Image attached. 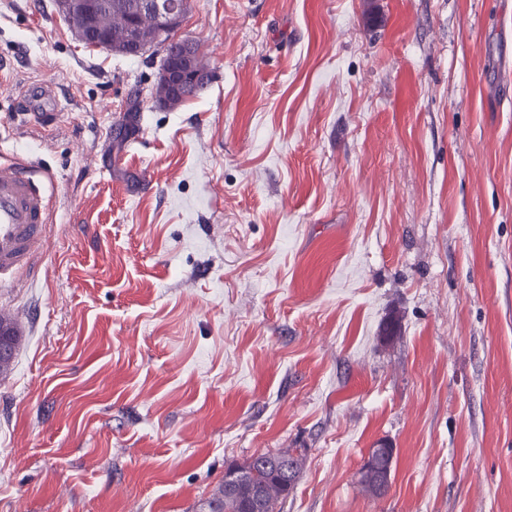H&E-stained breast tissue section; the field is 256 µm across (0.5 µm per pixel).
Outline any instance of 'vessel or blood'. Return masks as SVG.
Here are the masks:
<instances>
[{
    "label": "vessel or blood",
    "mask_w": 512,
    "mask_h": 512,
    "mask_svg": "<svg viewBox=\"0 0 512 512\" xmlns=\"http://www.w3.org/2000/svg\"><path fill=\"white\" fill-rule=\"evenodd\" d=\"M52 194L37 164L0 166V288L15 286L47 242Z\"/></svg>",
    "instance_id": "1"
}]
</instances>
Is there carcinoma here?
<instances>
[{
    "mask_svg": "<svg viewBox=\"0 0 512 512\" xmlns=\"http://www.w3.org/2000/svg\"><path fill=\"white\" fill-rule=\"evenodd\" d=\"M134 0H112V9L101 14L104 25L112 28V40L120 42L125 34L126 6ZM19 336L15 322L0 320V344L9 353L0 355V373L7 371L15 357ZM377 462L361 471L363 489L373 495L384 494L389 487L394 449L380 443ZM304 458L291 449H280L251 457L241 468L252 471L250 482L231 488L219 485L211 496L199 504V512H276L278 504L288 498L298 480Z\"/></svg>",
    "mask_w": 512,
    "mask_h": 512,
    "instance_id": "cac0c4a2",
    "label": "carcinoma"
}]
</instances>
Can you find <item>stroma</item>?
<instances>
[{"label":"stroma","mask_w":512,"mask_h":512,"mask_svg":"<svg viewBox=\"0 0 512 512\" xmlns=\"http://www.w3.org/2000/svg\"><path fill=\"white\" fill-rule=\"evenodd\" d=\"M178 35L211 82L167 110L160 47L0 0V163L56 184L0 288V512H196L282 448L281 512H512V0H190ZM19 336L15 328L14 320L12 322H4L0 319V344H4L9 353L0 355V373L7 371L15 357ZM378 448H380V454L375 456L374 451L370 450L363 463L365 467L369 466V461L375 456L377 458L376 464L366 471H364V467L361 468L360 483L366 492L373 495H382L387 491L394 455V449L390 446L380 443Z\"/></svg>","instance_id":"obj_1"}]
</instances>
